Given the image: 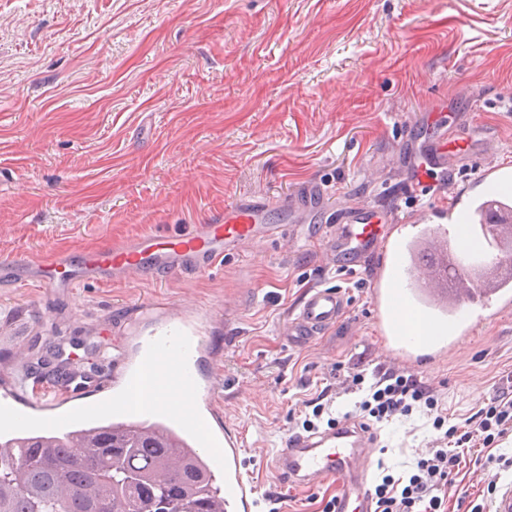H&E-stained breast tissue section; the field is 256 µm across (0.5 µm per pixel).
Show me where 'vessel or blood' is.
<instances>
[{
  "instance_id": "obj_1",
  "label": "vessel or blood",
  "mask_w": 512,
  "mask_h": 512,
  "mask_svg": "<svg viewBox=\"0 0 512 512\" xmlns=\"http://www.w3.org/2000/svg\"><path fill=\"white\" fill-rule=\"evenodd\" d=\"M473 182L469 194L452 195L440 207L441 223H433L428 210L413 216L427 238L423 260L411 261L409 242L390 238L387 225L399 221L394 211L362 208L348 216L331 239L329 260L337 267L354 268L387 254V263L372 280L374 321L382 334L405 338L404 320L409 317L420 325V345L427 348L465 331L466 313L473 306L512 307V264L500 261L497 237L484 231L488 224L512 226V167L496 161L482 164ZM274 207L285 212L291 204L285 198L228 204L209 223L183 232L143 235L75 258L54 253L40 262L41 279L72 288L92 273L103 278L142 277L152 271L172 274L190 260L211 267L241 245L264 237L270 229L267 214ZM346 308L342 290L311 289L288 322L289 341L302 343L333 327ZM211 323V313H185L159 324L151 335L138 337L134 351L113 350L117 374L111 395H104L91 375L79 382L70 377L47 382L25 407L13 394H0V439L29 433L65 436L100 424L164 428L183 447L213 449L206 460L209 472L219 476L224 495L237 500L243 512H254V490L242 474L241 439L223 421L214 379L198 369L199 361L211 353L204 338ZM150 364L163 372L165 393L144 403L139 415H131L123 391L131 379L144 376ZM63 385L71 394L59 410L41 408V400L56 396ZM378 440L374 427L349 417L322 431L290 436L271 465L298 486L340 481L338 512H373L367 451ZM484 479L496 486L491 512H512V481L490 473Z\"/></svg>"
}]
</instances>
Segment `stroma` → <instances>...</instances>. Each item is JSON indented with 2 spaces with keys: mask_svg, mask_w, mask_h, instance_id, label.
<instances>
[{
  "mask_svg": "<svg viewBox=\"0 0 512 512\" xmlns=\"http://www.w3.org/2000/svg\"><path fill=\"white\" fill-rule=\"evenodd\" d=\"M454 173L413 193L422 146ZM512 164V0H0V258L29 262L179 232L225 204L301 196L322 206L205 270L74 289L0 268V390L61 368L112 378V349L171 305L216 312L208 368L259 512H323L336 482L287 484L271 458L324 388L353 411L335 366L393 356L370 288L326 263L328 230L364 205L403 216L441 203L485 157ZM340 288L334 327L282 334L308 290ZM409 371L463 422L512 379V311ZM373 458L408 476L439 433L415 412L380 424Z\"/></svg>",
  "mask_w": 512,
  "mask_h": 512,
  "instance_id": "1",
  "label": "stroma"
}]
</instances>
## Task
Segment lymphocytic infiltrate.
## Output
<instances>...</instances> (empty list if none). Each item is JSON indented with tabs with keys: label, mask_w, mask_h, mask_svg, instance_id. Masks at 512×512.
Instances as JSON below:
<instances>
[{
	"label": "lymphocytic infiltrate",
	"mask_w": 512,
	"mask_h": 512,
	"mask_svg": "<svg viewBox=\"0 0 512 512\" xmlns=\"http://www.w3.org/2000/svg\"><path fill=\"white\" fill-rule=\"evenodd\" d=\"M342 385L345 392L361 393L354 414L365 424L420 410L443 432L439 447L417 459L408 479L382 476L373 493L375 512H442L441 492L454 483L464 453L477 446L496 447L512 435V393L504 390L464 422L452 425L433 392L407 372L391 369L368 376L354 370L343 377Z\"/></svg>",
	"instance_id": "f902f5d3"
}]
</instances>
